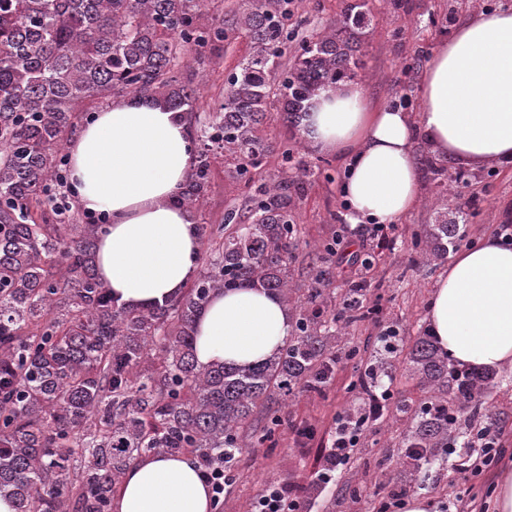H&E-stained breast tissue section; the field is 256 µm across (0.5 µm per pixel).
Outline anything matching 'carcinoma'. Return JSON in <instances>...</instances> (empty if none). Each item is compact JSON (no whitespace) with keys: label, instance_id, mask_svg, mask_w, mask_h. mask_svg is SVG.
Here are the masks:
<instances>
[{"label":"carcinoma","instance_id":"1","mask_svg":"<svg viewBox=\"0 0 512 512\" xmlns=\"http://www.w3.org/2000/svg\"><path fill=\"white\" fill-rule=\"evenodd\" d=\"M223 0H0V496L15 512H111L127 465L143 454L195 451L231 473L244 448L272 441L276 406L320 391L336 364V323L370 314L367 280H351L336 309L322 289L292 288L299 248L292 191L294 161L283 141L279 175L260 170L274 146L264 134L279 110L298 129L302 103L364 65L372 11L349 3L316 40L297 39L295 0H252L242 19L211 15ZM242 36L251 52L224 78L218 117L193 130L195 150L180 204L206 249L181 296L148 308L116 304L95 269L102 225L78 223L54 188L68 179L67 135L77 110L113 95L144 96L192 115L198 92L179 71L190 50L220 59ZM293 49L288 64L282 57ZM248 189L224 223L197 222L211 183V154ZM53 214L56 223H47ZM456 225L444 213L411 246L430 264L448 257ZM317 282L336 278V239L314 247ZM256 287L290 312L291 334L257 365L201 367L194 323L210 295ZM362 378L382 379L402 353ZM427 390L405 438L402 486L448 456L461 434L460 409L491 426L494 371L457 378L428 331L406 354ZM150 367H143L144 363ZM268 423L257 428L259 418Z\"/></svg>","mask_w":512,"mask_h":512}]
</instances>
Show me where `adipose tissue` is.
I'll return each mask as SVG.
<instances>
[{
  "label": "adipose tissue",
  "mask_w": 512,
  "mask_h": 512,
  "mask_svg": "<svg viewBox=\"0 0 512 512\" xmlns=\"http://www.w3.org/2000/svg\"><path fill=\"white\" fill-rule=\"evenodd\" d=\"M420 118L372 108L345 79L306 104L300 133L345 164L340 193L350 224L401 223L420 202L415 132L433 154L463 168L512 165V7L480 9L440 42L419 85ZM185 117L147 99L120 98L86 120L68 147L70 184L85 213L103 217L96 267L113 298L146 308L190 284L200 242L177 199L190 167ZM427 325L455 363L512 365V243L488 235L448 256ZM291 331L280 300L260 288L212 295L197 316L199 366L257 364ZM113 512H212L190 456L154 454L130 464Z\"/></svg>",
  "instance_id": "adipose-tissue-1"
}]
</instances>
